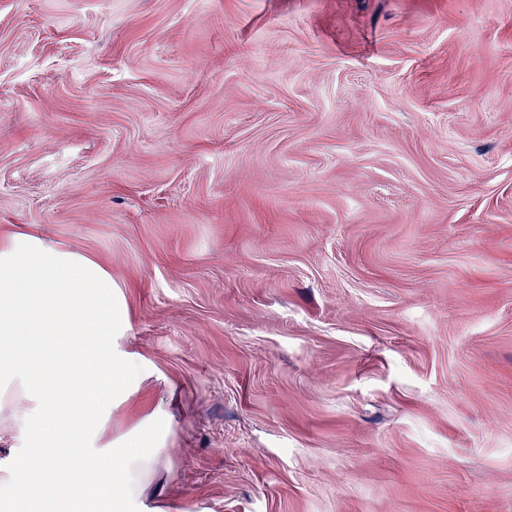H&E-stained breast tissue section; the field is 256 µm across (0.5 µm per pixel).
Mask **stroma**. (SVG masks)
I'll list each match as a JSON object with an SVG mask.
<instances>
[{"label": "stroma", "instance_id": "stroma-1", "mask_svg": "<svg viewBox=\"0 0 512 512\" xmlns=\"http://www.w3.org/2000/svg\"><path fill=\"white\" fill-rule=\"evenodd\" d=\"M95 258L167 512H512V0H0V235Z\"/></svg>", "mask_w": 512, "mask_h": 512}]
</instances>
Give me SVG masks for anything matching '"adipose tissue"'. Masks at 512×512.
Returning <instances> with one entry per match:
<instances>
[{
  "label": "adipose tissue",
  "mask_w": 512,
  "mask_h": 512,
  "mask_svg": "<svg viewBox=\"0 0 512 512\" xmlns=\"http://www.w3.org/2000/svg\"><path fill=\"white\" fill-rule=\"evenodd\" d=\"M126 320L94 259L34 233L0 239V443L16 449L0 459V484L17 499L56 483L44 512L105 494L111 512H129L164 494L168 411L155 406L138 425L109 431L114 404L141 377L132 355L112 351V330Z\"/></svg>",
  "instance_id": "ef3b65f1"
}]
</instances>
